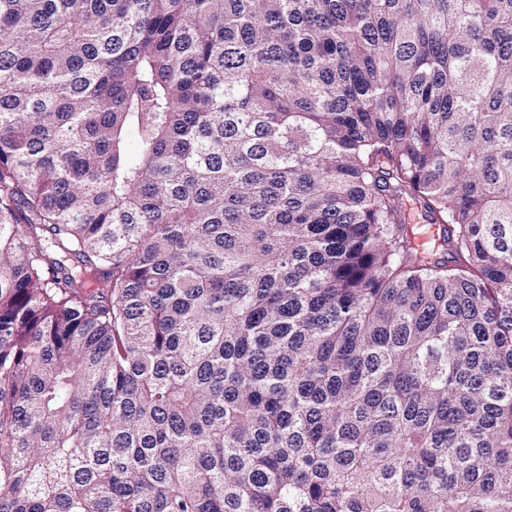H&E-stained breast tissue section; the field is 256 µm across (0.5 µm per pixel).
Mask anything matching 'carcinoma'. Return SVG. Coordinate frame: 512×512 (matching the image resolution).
I'll return each mask as SVG.
<instances>
[{
	"label": "carcinoma",
	"instance_id": "cac0c4a2",
	"mask_svg": "<svg viewBox=\"0 0 512 512\" xmlns=\"http://www.w3.org/2000/svg\"><path fill=\"white\" fill-rule=\"evenodd\" d=\"M0 512H512V0H0Z\"/></svg>",
	"mask_w": 512,
	"mask_h": 512
}]
</instances>
